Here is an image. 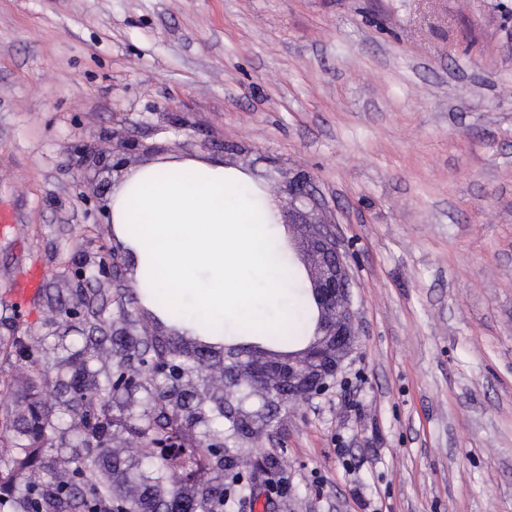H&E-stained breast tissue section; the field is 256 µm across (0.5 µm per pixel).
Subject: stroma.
Listing matches in <instances>:
<instances>
[{
    "mask_svg": "<svg viewBox=\"0 0 512 512\" xmlns=\"http://www.w3.org/2000/svg\"><path fill=\"white\" fill-rule=\"evenodd\" d=\"M116 135L271 196L270 167L310 174L350 255L357 344L234 442L277 468L224 512H512V0H0V339L56 407L68 271L113 242L80 152ZM101 294L158 332L137 288ZM144 409L113 402L121 457ZM43 282V272L38 266H33L18 283V293L26 301L34 300L40 293Z\"/></svg>",
    "mask_w": 512,
    "mask_h": 512,
    "instance_id": "35a3bbf8",
    "label": "stroma"
}]
</instances>
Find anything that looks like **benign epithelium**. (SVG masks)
Masks as SVG:
<instances>
[{"label":"benign epithelium","instance_id":"obj_1","mask_svg":"<svg viewBox=\"0 0 512 512\" xmlns=\"http://www.w3.org/2000/svg\"><path fill=\"white\" fill-rule=\"evenodd\" d=\"M137 145L122 138L109 150L87 148L80 165L98 170H111L121 175L126 155ZM288 194V230L302 231L301 247L310 283V295L318 310L314 338L304 349L288 353H267L255 345L224 346V364L218 366L224 375V392L242 384L267 405L286 401H307L327 391L336 378L342 362L353 350L356 331L353 326L350 294V265L341 250L331 222L324 218L325 202L310 176L297 172L285 180ZM133 265L120 244L87 257L76 265L73 280L76 287L95 280L109 281L112 287H126ZM224 417L232 423L240 439H250L268 426L265 416L234 405L224 397Z\"/></svg>","mask_w":512,"mask_h":512}]
</instances>
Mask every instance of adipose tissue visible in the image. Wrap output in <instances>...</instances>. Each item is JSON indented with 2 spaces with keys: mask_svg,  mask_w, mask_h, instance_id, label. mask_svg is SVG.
Returning <instances> with one entry per match:
<instances>
[{
  "mask_svg": "<svg viewBox=\"0 0 512 512\" xmlns=\"http://www.w3.org/2000/svg\"><path fill=\"white\" fill-rule=\"evenodd\" d=\"M246 180L219 156L161 155L128 169L106 197L143 304L186 334L255 342L292 334L312 311L306 297L288 305L277 205L243 192Z\"/></svg>",
  "mask_w": 512,
  "mask_h": 512,
  "instance_id": "1",
  "label": "adipose tissue"
}]
</instances>
